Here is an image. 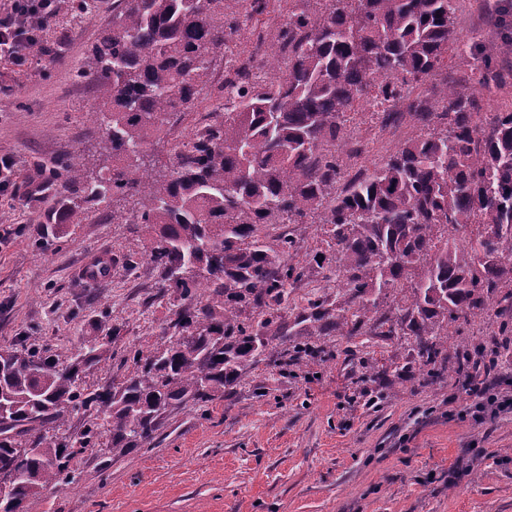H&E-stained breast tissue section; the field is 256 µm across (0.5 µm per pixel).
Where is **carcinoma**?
<instances>
[{
	"instance_id": "cac0c4a2",
	"label": "carcinoma",
	"mask_w": 512,
	"mask_h": 512,
	"mask_svg": "<svg viewBox=\"0 0 512 512\" xmlns=\"http://www.w3.org/2000/svg\"><path fill=\"white\" fill-rule=\"evenodd\" d=\"M276 35L288 52L280 69L264 49L263 31L250 62L270 69L264 82L241 79L230 97L208 109L206 133L177 153L169 175L141 163L142 146L163 131L168 116L207 99L217 55L243 25L269 13L271 0H112V24L86 52L78 77L97 88L88 113L107 118L108 149L120 164L91 176L77 161L62 164L73 192L70 217L113 196H138L139 223L154 232L151 260L170 286L201 293L199 305L175 312L177 336L158 355L133 356L131 367L92 391L79 375L106 359L92 347L72 363L21 343L8 348L0 374V471L10 469L16 495L68 484L77 455L43 431L79 407H95L112 434V449L150 442L160 418L190 401L206 402L235 384L249 364L277 341L289 345L284 365L324 360L320 337H415L428 387L444 373L469 370L456 333L492 308L512 314V111L480 118L475 88L441 87L428 103L404 87L428 82L453 41L455 0H288ZM512 54V0H505L497 47L466 45L461 56L482 88L509 74L500 56ZM405 102L425 127L440 131L400 145L341 192L336 143L346 140L345 114L371 102L385 126L402 120ZM320 214L325 250L336 264V311L315 300L296 316L306 324L285 331L275 312L288 286L303 275L295 240L275 250L258 234L263 224H304ZM402 296L394 307L385 299ZM268 308L257 324L240 321L237 305Z\"/></svg>"
}]
</instances>
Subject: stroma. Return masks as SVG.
Instances as JSON below:
<instances>
[{"label":"stroma","mask_w":512,"mask_h":512,"mask_svg":"<svg viewBox=\"0 0 512 512\" xmlns=\"http://www.w3.org/2000/svg\"><path fill=\"white\" fill-rule=\"evenodd\" d=\"M88 3L74 21L70 0H60L42 34L46 52L27 69L0 58V156L15 162L11 186L0 189V347L23 342L66 360L105 345L109 359L85 378L95 388L124 373L136 352L166 349L175 311L198 298L170 287L150 258L145 225L113 223L112 211H138L136 198L113 197L80 223L43 233L57 202L70 198L56 177L63 162L77 159L92 175L112 171L105 127L87 120L93 87L77 79L87 48L112 21V0ZM498 6L457 0V38L493 45ZM205 119L201 111L172 116L144 149L155 174L172 170L181 142ZM346 119L368 147L349 159L354 173L426 132L411 119L381 127L360 104ZM35 175L45 194L21 197ZM292 234L306 272L281 311L289 322L311 300L337 305L335 264L315 258L319 218ZM100 253L112 277L97 284L84 267ZM326 343L316 378L280 367L282 349L273 346L214 400L168 414L152 442L118 454L109 434L98 435L95 450L77 455L73 482L30 496L25 512H512V412L476 411L458 375L418 387L413 337L364 344L332 335Z\"/></svg>","instance_id":"1"}]
</instances>
